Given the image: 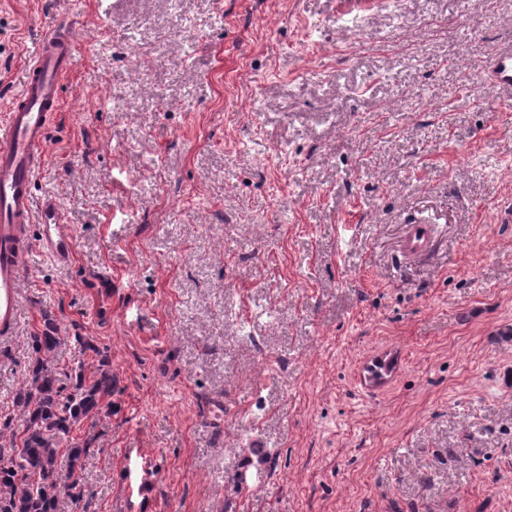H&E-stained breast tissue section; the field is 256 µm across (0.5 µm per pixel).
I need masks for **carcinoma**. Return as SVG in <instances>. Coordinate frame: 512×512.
<instances>
[{
  "mask_svg": "<svg viewBox=\"0 0 512 512\" xmlns=\"http://www.w3.org/2000/svg\"><path fill=\"white\" fill-rule=\"evenodd\" d=\"M81 352L99 357L96 370L87 373L78 363L71 386L59 383L53 367L61 345L58 327L48 314L43 329L31 337V362L23 385L14 397L19 425L8 419L0 425V512H56L58 497L83 498L79 476L87 447L72 442L73 430L102 409L112 397L115 380L106 355L82 336L74 337ZM68 460L62 469L60 458Z\"/></svg>",
  "mask_w": 512,
  "mask_h": 512,
  "instance_id": "carcinoma-1",
  "label": "carcinoma"
}]
</instances>
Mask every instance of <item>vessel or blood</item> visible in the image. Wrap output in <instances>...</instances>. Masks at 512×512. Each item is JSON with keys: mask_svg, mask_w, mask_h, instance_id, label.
I'll list each match as a JSON object with an SVG mask.
<instances>
[{"mask_svg": "<svg viewBox=\"0 0 512 512\" xmlns=\"http://www.w3.org/2000/svg\"><path fill=\"white\" fill-rule=\"evenodd\" d=\"M74 24L65 21L44 33L22 90L0 119V335H13L21 306L22 276L31 252L27 227L42 226V249L68 259L72 241L62 232L57 198L35 205L32 185L43 159L47 131L61 109L60 87L68 72ZM486 80L512 90V41L499 44L483 72Z\"/></svg>", "mask_w": 512, "mask_h": 512, "instance_id": "b4317fda", "label": "vessel or blood"}]
</instances>
